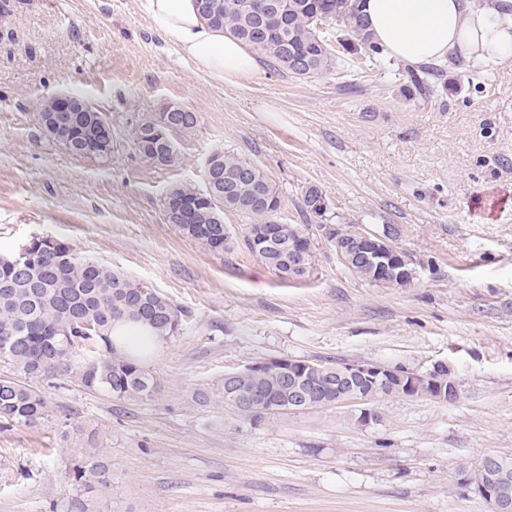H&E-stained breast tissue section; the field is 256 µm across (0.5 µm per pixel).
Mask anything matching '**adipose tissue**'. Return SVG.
<instances>
[{
	"mask_svg": "<svg viewBox=\"0 0 512 512\" xmlns=\"http://www.w3.org/2000/svg\"><path fill=\"white\" fill-rule=\"evenodd\" d=\"M157 28L203 72L242 85L257 72L255 57L243 42L212 27L199 14L196 0H146ZM374 40L392 58L410 64L451 56L484 63L512 58V0L479 8L473 0H363ZM147 328L120 323L114 348L145 358L159 345Z\"/></svg>",
	"mask_w": 512,
	"mask_h": 512,
	"instance_id": "adipose-tissue-1",
	"label": "adipose tissue"
}]
</instances>
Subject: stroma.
I'll use <instances>...</instances> for the list:
<instances>
[{"label": "stroma", "instance_id": "stroma-1", "mask_svg": "<svg viewBox=\"0 0 512 512\" xmlns=\"http://www.w3.org/2000/svg\"><path fill=\"white\" fill-rule=\"evenodd\" d=\"M399 61L344 51L304 80L262 68L241 86L199 71L157 29L146 0H10L0 13V253L50 237L149 283L181 308L179 333L144 367L159 388L119 401L65 383L36 428H0V512H52L76 490L74 460L112 472L95 512H491L459 463L512 456V60H452L431 102ZM82 94L112 124L108 159L74 158L36 114ZM174 103L199 115L159 168L134 144L137 124ZM262 167L284 224L305 222L319 185L312 268L284 280L252 254L248 222L228 213L215 254L170 224L176 184L204 185L208 155ZM383 232L408 258L403 288L358 278L327 227ZM273 358L353 359L417 373L447 363L459 396L374 400L252 421L225 406L226 371ZM207 403L196 402L197 391ZM320 191H321V188L318 187L317 185H310V186L306 187L305 192H303L302 203H303V210L306 214V217L309 216L308 211L312 218L318 219V220L322 219L324 217V214H326L325 212H327L326 210L328 207V201H327L326 194L322 191L320 195L315 196V195L319 194ZM313 196H315V197L310 206L309 200L311 198H313Z\"/></svg>", "mask_w": 512, "mask_h": 512}]
</instances>
